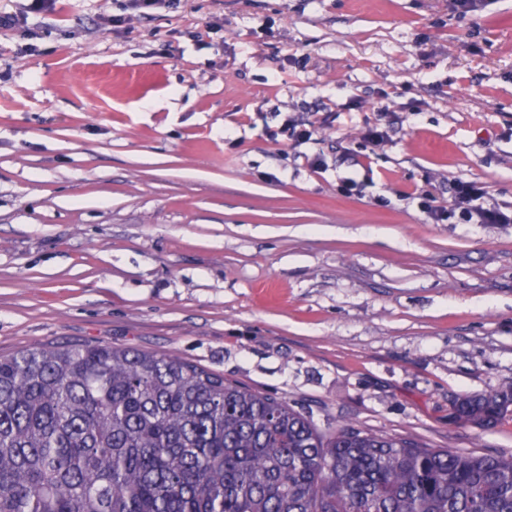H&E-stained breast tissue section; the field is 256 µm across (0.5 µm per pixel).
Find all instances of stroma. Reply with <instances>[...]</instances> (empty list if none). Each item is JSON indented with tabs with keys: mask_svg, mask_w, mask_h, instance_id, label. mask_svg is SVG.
Here are the masks:
<instances>
[{
	"mask_svg": "<svg viewBox=\"0 0 512 512\" xmlns=\"http://www.w3.org/2000/svg\"><path fill=\"white\" fill-rule=\"evenodd\" d=\"M125 2L57 0L26 56L0 31V355H175L322 428L512 454L511 419L449 420L512 381V223L420 207L474 180L512 214V0H179L108 25Z\"/></svg>",
	"mask_w": 512,
	"mask_h": 512,
	"instance_id": "1",
	"label": "stroma"
}]
</instances>
